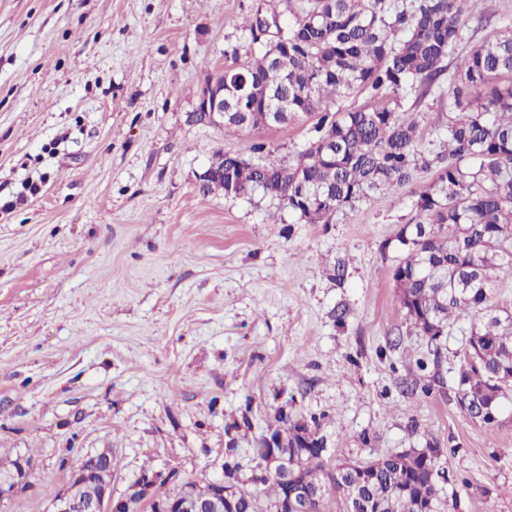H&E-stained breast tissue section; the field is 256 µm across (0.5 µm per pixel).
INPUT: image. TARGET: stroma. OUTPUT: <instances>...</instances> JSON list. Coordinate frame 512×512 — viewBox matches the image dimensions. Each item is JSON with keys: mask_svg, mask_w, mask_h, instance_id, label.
Here are the masks:
<instances>
[{"mask_svg": "<svg viewBox=\"0 0 512 512\" xmlns=\"http://www.w3.org/2000/svg\"><path fill=\"white\" fill-rule=\"evenodd\" d=\"M283 9L0 0V458L33 463L0 512H46V483L105 448L117 496L143 469L177 486L230 458L262 499L257 448L314 420L329 463L438 448L447 512H512V397L490 424L455 400L471 315L434 355L393 285L394 238L430 174L330 224L198 190L217 152L262 141L267 162L288 164L312 136L307 119H189L206 81L243 58L246 22ZM510 20L512 0H492L449 65ZM403 107L419 150L445 137L451 92Z\"/></svg>", "mask_w": 512, "mask_h": 512, "instance_id": "35a3bbf8", "label": "stroma"}]
</instances>
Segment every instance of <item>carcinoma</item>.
Listing matches in <instances>:
<instances>
[{"instance_id": "obj_1", "label": "carcinoma", "mask_w": 512, "mask_h": 512, "mask_svg": "<svg viewBox=\"0 0 512 512\" xmlns=\"http://www.w3.org/2000/svg\"><path fill=\"white\" fill-rule=\"evenodd\" d=\"M486 0H286L283 41L247 49L246 59L226 72L229 84L245 85V100L224 118V128L264 126L263 113L280 122L316 117L313 137L290 164L255 162L224 154V177L205 192L234 196L236 186L270 184L279 204L303 224H330L377 194L392 193L423 172L434 180L416 200L408 245L392 270L405 319L433 342L448 334L451 317L472 313L470 349L455 394L457 405L479 417V403L512 387V313L494 302L497 274L512 269V21L474 46L458 71L445 60L464 40L465 15ZM453 86L454 112L446 140L418 150V122L402 109L401 93L426 95ZM480 88L474 96L471 89ZM355 90L371 104L333 109ZM299 426L287 429L288 460L305 477L330 485L305 512H444L438 480L445 476L442 451L415 457L397 453L359 466L371 482L351 497L352 470L329 466L324 439L305 427L312 449L296 456ZM262 502L239 489L246 512H282V483L266 479ZM338 510L328 508L329 503Z\"/></svg>"}]
</instances>
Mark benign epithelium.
Returning a JSON list of instances; mask_svg holds the SVG:
<instances>
[{
	"mask_svg": "<svg viewBox=\"0 0 512 512\" xmlns=\"http://www.w3.org/2000/svg\"><path fill=\"white\" fill-rule=\"evenodd\" d=\"M256 19L259 21L261 35L273 39L280 36L276 30V26L280 25V18L259 13ZM191 119H200L218 126L224 125V82L215 78L208 80ZM116 467L117 463L110 454L103 457L100 465L94 469L79 464L70 471L66 485L50 496L47 512H140L138 499H133L128 494L116 497L112 493V476ZM30 469L31 461L23 457L18 471L0 477V502L14 497L26 487ZM264 470L269 476L281 474V482L286 487L290 502L296 499L315 498L326 489L324 484L311 483L299 478L295 464L288 463V454L283 451L265 459ZM101 474L106 475V478L102 481L100 498L86 500L75 494L73 484L79 479ZM163 483L165 478L157 472L142 473L137 479V489L141 490L142 500L155 501L157 512H226V509L232 506V490L224 488L222 476L211 480L215 490L204 494L188 484L183 494L171 502L156 499V488Z\"/></svg>",
	"mask_w": 512,
	"mask_h": 512,
	"instance_id": "benign-epithelium-1",
	"label": "benign epithelium"
}]
</instances>
